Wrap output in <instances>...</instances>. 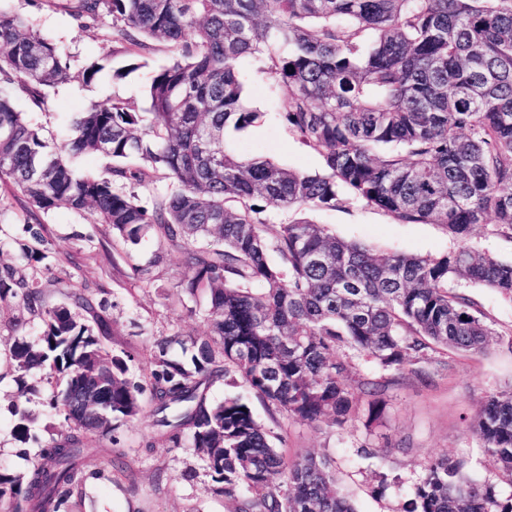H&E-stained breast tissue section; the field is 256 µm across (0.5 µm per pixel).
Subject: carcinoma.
<instances>
[{
	"instance_id": "carcinoma-1",
	"label": "carcinoma",
	"mask_w": 512,
	"mask_h": 512,
	"mask_svg": "<svg viewBox=\"0 0 512 512\" xmlns=\"http://www.w3.org/2000/svg\"><path fill=\"white\" fill-rule=\"evenodd\" d=\"M77 16L111 19L112 46L84 70L92 82L118 53L127 70L145 66L152 42L174 56L148 78L145 108L119 99L91 101L67 140H46L6 87L44 104L46 90L70 79L68 56L27 18L0 10V181L24 199L26 238L18 255L52 269L47 229L37 220L64 205L89 214L126 248L147 237L181 251L187 297L207 294L205 336L173 341L187 362L156 341L146 383L129 377L136 354H114L107 313L113 302L72 275L42 281L0 258V303L16 302L37 326L34 339L8 329L5 353L17 385L13 439L39 445L24 472L0 469L4 512H73L83 462L96 438L113 468L124 451L117 424L152 417L144 442L190 447L215 492L235 512H357L328 455L286 457L276 436L236 393L243 384L289 419L344 427L353 416L346 374L357 357L398 375L424 365L453 370L444 351L481 355L494 332L473 300L455 287L478 283L512 302V262L470 245L492 225L512 240V0H78ZM288 87L280 120L322 159L302 173L234 154L228 140L263 113L246 103L247 60ZM100 154V175H76L72 161ZM168 184L153 187L158 172ZM352 201L399 224H441L457 247L440 256L381 255L322 224L294 219L268 234L267 206L343 208ZM63 383L45 398L33 378ZM104 377L108 398L76 418L65 391ZM369 419L381 385L367 381ZM63 418L64 433L41 440L28 404ZM468 430L512 484V386L488 392ZM400 512H512V493L446 456L428 461Z\"/></svg>"
}]
</instances>
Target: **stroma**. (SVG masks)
<instances>
[{"instance_id":"stroma-1","label":"stroma","mask_w":512,"mask_h":512,"mask_svg":"<svg viewBox=\"0 0 512 512\" xmlns=\"http://www.w3.org/2000/svg\"><path fill=\"white\" fill-rule=\"evenodd\" d=\"M77 5V0H0V8L31 20L68 56L71 79L48 90L44 107H33L25 95L17 97L20 109L49 141L58 145L66 140L75 113L90 101L119 98L142 103L151 68L171 58L170 49L156 43L143 54L145 67L122 78L115 76V69L125 64L119 55L113 58L110 69L92 82H84L85 67L107 52L111 29L106 21L77 18ZM247 67L252 71L246 83L247 103L262 111L263 117L232 141L234 152L304 173L321 172L320 156L303 145L273 110L274 102L287 96V87L257 72L256 62H248ZM298 217L324 225L336 237L371 245L381 253L441 255L456 245L441 225L398 224L385 213L360 203L344 209L272 212L277 224ZM41 221L48 228L56 258L52 273L69 272L75 279L111 293L110 349L140 356L147 346L173 333H207L208 326L200 315L205 297H184L177 287L187 273L181 252L159 249L157 240H148L139 252L140 258H149L157 250L164 258L153 270V282L146 284L134 276L124 246L105 235L103 225L63 206L43 215ZM78 232L93 237L92 247H80L74 238ZM460 288L486 313L492 331L505 338L512 336V304L479 285L464 282ZM192 308L197 310V317H189ZM453 360L452 375L433 373L425 380L411 377L397 384L391 372L355 359L348 375L351 387H358L365 379L385 386L381 417L371 425L361 415L341 429L309 426L268 409L256 398L251 407L256 418L281 437V448L287 456L315 452L333 457L337 476L358 512H396L432 458L445 455L462 459L480 478H498L495 463L468 433L467 425L478 416L485 391L512 384V353L506 347L495 346L486 354H457ZM14 391L12 376L0 379V465L23 471L37 449L19 447L11 434ZM150 432L151 419L146 414L119 425L116 435L126 457L123 471L113 473L107 470L103 452L109 439L99 438L100 453L84 463L82 512H232V504L213 492V481L193 449L160 444L145 450L143 442ZM363 445L378 449L379 457L360 460L356 450ZM384 473L401 475L403 485L380 497L375 489Z\"/></svg>"}]
</instances>
